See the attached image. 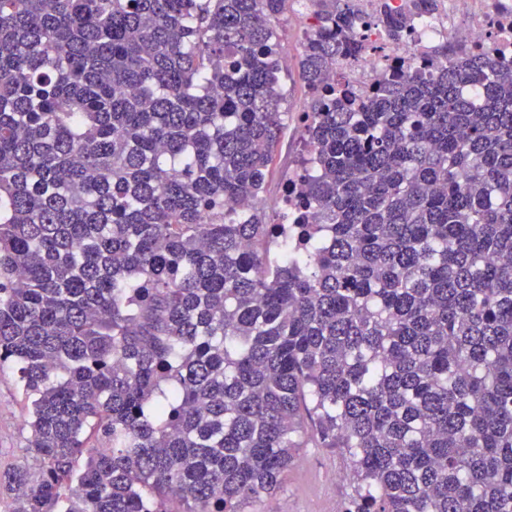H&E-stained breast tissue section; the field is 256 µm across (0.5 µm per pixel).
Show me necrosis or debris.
<instances>
[{
    "instance_id": "necrosis-or-debris-1",
    "label": "necrosis or debris",
    "mask_w": 512,
    "mask_h": 512,
    "mask_svg": "<svg viewBox=\"0 0 512 512\" xmlns=\"http://www.w3.org/2000/svg\"><path fill=\"white\" fill-rule=\"evenodd\" d=\"M412 28L414 38L388 44L378 27L366 28L364 49L342 56L329 72V82L362 93L390 78L398 65L432 72L441 64L432 48L444 37L465 53L492 48L512 37V0H439L437 10L417 19Z\"/></svg>"
}]
</instances>
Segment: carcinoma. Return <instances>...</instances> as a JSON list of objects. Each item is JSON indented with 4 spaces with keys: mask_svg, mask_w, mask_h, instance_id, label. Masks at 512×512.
<instances>
[{
    "mask_svg": "<svg viewBox=\"0 0 512 512\" xmlns=\"http://www.w3.org/2000/svg\"><path fill=\"white\" fill-rule=\"evenodd\" d=\"M287 2L0 0L13 512H245L298 448L342 450V512H512V44L357 96L368 21L311 0L272 218ZM300 134L301 128L296 121L288 119L278 146L276 157L273 164V173L269 177L266 197L275 200L276 205H281L280 196L281 186L284 179L288 178L289 172L294 168L300 153ZM29 416L24 411V398L18 390L13 365L0 371V470L4 471L28 459Z\"/></svg>",
    "mask_w": 512,
    "mask_h": 512,
    "instance_id": "obj_1",
    "label": "carcinoma"
}]
</instances>
